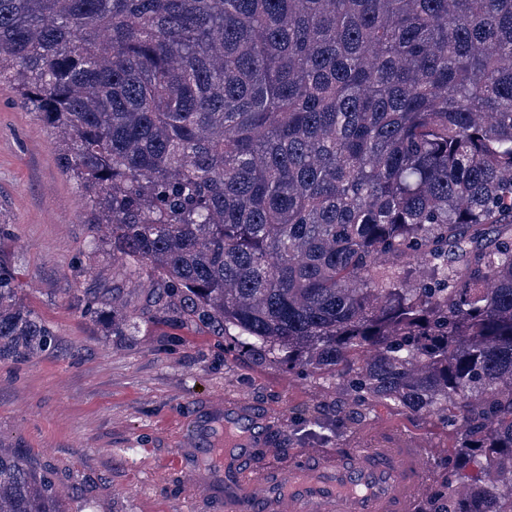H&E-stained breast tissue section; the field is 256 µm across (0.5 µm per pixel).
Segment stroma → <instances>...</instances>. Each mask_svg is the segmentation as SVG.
Instances as JSON below:
<instances>
[{"label":"stroma","mask_w":512,"mask_h":512,"mask_svg":"<svg viewBox=\"0 0 512 512\" xmlns=\"http://www.w3.org/2000/svg\"><path fill=\"white\" fill-rule=\"evenodd\" d=\"M93 239L89 203L61 172L54 134L0 86V262L54 332L49 349L0 360V443L51 472L61 497L80 490L92 512H224L221 485L188 502L182 479L217 467L206 431L217 402L241 393L271 419L270 465L287 466L300 448L328 454L401 436L421 445L436 487L450 443L437 417L378 403L342 430L335 376L288 371L151 303L111 253L91 251ZM116 295L130 327L83 316L80 297L107 304ZM314 404L321 427L294 421L295 409ZM175 455L179 469L166 468Z\"/></svg>","instance_id":"35a3bbf8"}]
</instances>
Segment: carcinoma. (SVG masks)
<instances>
[{
  "mask_svg": "<svg viewBox=\"0 0 512 512\" xmlns=\"http://www.w3.org/2000/svg\"><path fill=\"white\" fill-rule=\"evenodd\" d=\"M0 82L152 300L348 426L441 418L468 489L425 512H512V0H0ZM52 336L0 264V359ZM72 500L0 445V512Z\"/></svg>",
  "mask_w": 512,
  "mask_h": 512,
  "instance_id": "1",
  "label": "carcinoma"
}]
</instances>
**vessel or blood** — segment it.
<instances>
[{
  "mask_svg": "<svg viewBox=\"0 0 512 512\" xmlns=\"http://www.w3.org/2000/svg\"><path fill=\"white\" fill-rule=\"evenodd\" d=\"M224 446V512H413L427 469L422 449L400 439L336 449L330 460L300 452L288 469L259 464L276 442L247 398L217 418Z\"/></svg>",
  "mask_w": 512,
  "mask_h": 512,
  "instance_id": "obj_1",
  "label": "vessel or blood"
}]
</instances>
